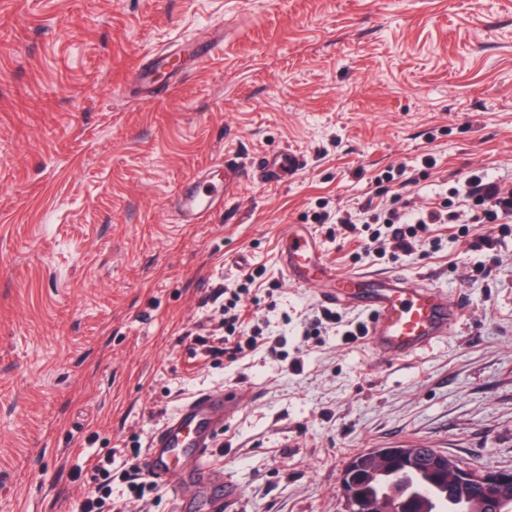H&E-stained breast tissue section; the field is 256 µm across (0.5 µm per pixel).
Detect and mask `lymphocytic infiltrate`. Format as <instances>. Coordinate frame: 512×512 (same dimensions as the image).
Listing matches in <instances>:
<instances>
[{
	"mask_svg": "<svg viewBox=\"0 0 512 512\" xmlns=\"http://www.w3.org/2000/svg\"><path fill=\"white\" fill-rule=\"evenodd\" d=\"M462 204L470 209V223L486 227L485 232L475 234L472 248L477 251L495 249L499 239L490 226L512 223V187L490 180L481 171L472 172L461 186L452 188L449 196L431 207L411 208L401 195L395 194L386 205L369 197L351 209L319 213L314 220L335 225L337 234L359 238L364 251L378 250L387 244L393 254L410 257L426 246L439 248V240L426 236L430 225L457 220V208ZM254 281V276L247 274L235 288L229 289L224 300V334L218 341L206 336L196 337V344L206 354H221L236 362L262 346V330L247 327L245 323V315L254 302L251 294ZM124 455L123 450L112 448L90 456L89 486L81 495L76 512H123L120 501L113 495V485L117 482L125 485L128 497L137 500L160 496L161 487L146 476L137 463L140 450H133L129 461Z\"/></svg>",
	"mask_w": 512,
	"mask_h": 512,
	"instance_id": "1",
	"label": "lymphocytic infiltrate"
}]
</instances>
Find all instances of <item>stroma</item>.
Listing matches in <instances>:
<instances>
[{
  "instance_id": "obj_1",
  "label": "stroma",
  "mask_w": 512,
  "mask_h": 512,
  "mask_svg": "<svg viewBox=\"0 0 512 512\" xmlns=\"http://www.w3.org/2000/svg\"><path fill=\"white\" fill-rule=\"evenodd\" d=\"M217 30L222 55L133 95L136 61ZM283 149L306 167L176 223L183 182ZM402 162L415 183L390 190L416 208L473 169L512 183V0H0V512H71L92 453L148 443L208 388L242 402L215 447L235 512H341L365 448L512 469V223L479 252L482 225L437 224L439 252L393 260L314 221ZM291 224L337 272L443 289L448 338L393 361L305 339L323 303L285 276ZM252 271L276 350L205 356L212 295Z\"/></svg>"
}]
</instances>
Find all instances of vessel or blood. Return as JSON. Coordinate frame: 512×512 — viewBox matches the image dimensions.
<instances>
[{
    "instance_id": "vessel-or-blood-1",
    "label": "vessel or blood",
    "mask_w": 512,
    "mask_h": 512,
    "mask_svg": "<svg viewBox=\"0 0 512 512\" xmlns=\"http://www.w3.org/2000/svg\"><path fill=\"white\" fill-rule=\"evenodd\" d=\"M181 45L154 55L150 64H139L135 77L144 95L153 92L151 76L183 57ZM303 159L290 153L270 156L259 176L267 182L280 181L300 170ZM221 183L194 181L185 186L173 208L179 223L199 224L213 211L217 201L246 177L235 160L222 164ZM281 262L289 281L315 286L327 304L361 309L367 316L366 334L372 350L383 359H402L445 340L458 318V309L445 293L415 285L400 275L377 276L368 273L336 275L328 264L319 242L305 227L290 225ZM240 406L236 393L224 390L198 392L168 416L152 435L142 457V468L159 485L179 492L180 477L189 470L212 471L211 454L216 439ZM240 497L233 482L216 484L205 501L180 500V512H227Z\"/></svg>"
}]
</instances>
